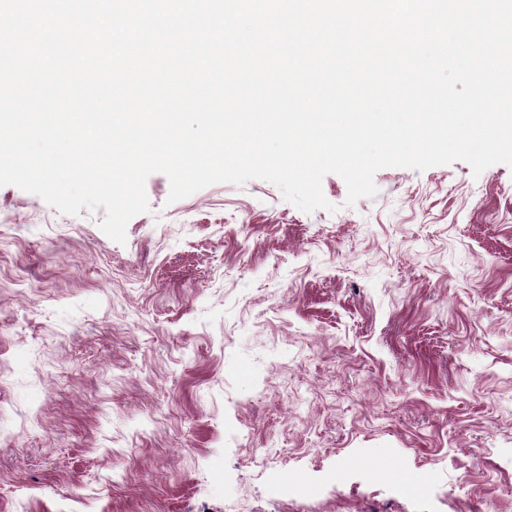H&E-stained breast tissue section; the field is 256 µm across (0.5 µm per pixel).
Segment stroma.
<instances>
[{"mask_svg":"<svg viewBox=\"0 0 512 512\" xmlns=\"http://www.w3.org/2000/svg\"><path fill=\"white\" fill-rule=\"evenodd\" d=\"M374 182L155 173L122 245L0 187V512H512V167Z\"/></svg>","mask_w":512,"mask_h":512,"instance_id":"stroma-1","label":"stroma"}]
</instances>
